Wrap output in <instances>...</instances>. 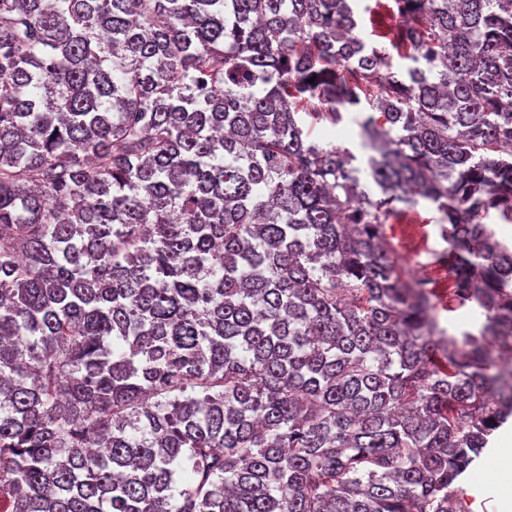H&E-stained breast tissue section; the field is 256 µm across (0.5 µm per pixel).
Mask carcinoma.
Wrapping results in <instances>:
<instances>
[{
	"label": "carcinoma",
	"instance_id": "obj_1",
	"mask_svg": "<svg viewBox=\"0 0 512 512\" xmlns=\"http://www.w3.org/2000/svg\"><path fill=\"white\" fill-rule=\"evenodd\" d=\"M393 2L404 72L349 0H0V512H456L512 419V0ZM360 108L379 197L305 124ZM409 213L415 216L417 224H414L417 231L418 253L410 254L411 248L408 240V224H401L399 218H392L385 225V235L396 251L400 263L407 274L410 271L422 274L429 269L438 268L439 265L446 266L443 256L448 252V241L440 236L439 213L435 205L424 199H418V203ZM445 272V270L441 269ZM439 296L441 299L438 309L439 327L445 331L447 337L460 340L464 332L478 334L483 317L475 304L461 307L451 299L450 295Z\"/></svg>",
	"mask_w": 512,
	"mask_h": 512
}]
</instances>
